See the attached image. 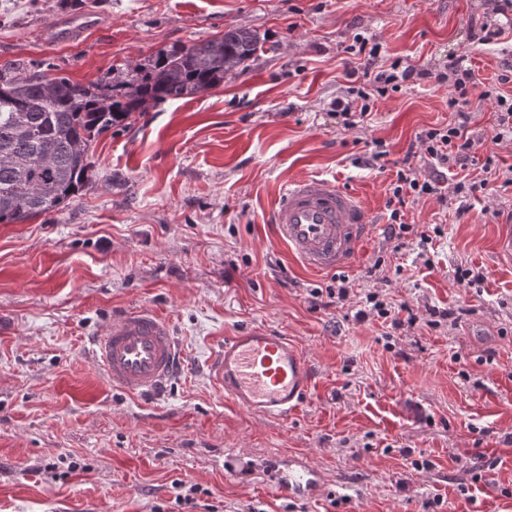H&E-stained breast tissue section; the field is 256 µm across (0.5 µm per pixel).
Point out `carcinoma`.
<instances>
[{"instance_id": "1", "label": "carcinoma", "mask_w": 512, "mask_h": 512, "mask_svg": "<svg viewBox=\"0 0 512 512\" xmlns=\"http://www.w3.org/2000/svg\"><path fill=\"white\" fill-rule=\"evenodd\" d=\"M259 43L252 29L233 27L220 38L175 47L105 86L0 73V224H23L76 197L100 134L152 103L223 85Z\"/></svg>"}]
</instances>
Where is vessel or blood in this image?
I'll return each instance as SVG.
<instances>
[{"label": "vessel or blood", "instance_id": "vessel-or-blood-1", "mask_svg": "<svg viewBox=\"0 0 512 512\" xmlns=\"http://www.w3.org/2000/svg\"><path fill=\"white\" fill-rule=\"evenodd\" d=\"M272 222L289 254L314 272L349 267L371 230L355 193L314 177L285 190L273 207ZM90 345L113 389L130 396L163 394L179 365L169 321L148 308L113 317ZM211 367L226 397L276 419L300 408L314 380L308 359L285 337L268 331L244 330L225 338Z\"/></svg>", "mask_w": 512, "mask_h": 512}]
</instances>
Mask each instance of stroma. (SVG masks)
Listing matches in <instances>:
<instances>
[{"label":"stroma","instance_id":"1","mask_svg":"<svg viewBox=\"0 0 512 512\" xmlns=\"http://www.w3.org/2000/svg\"><path fill=\"white\" fill-rule=\"evenodd\" d=\"M506 32L488 44L486 18ZM244 25L262 48L223 86L149 106L102 133L88 180L65 208L0 224V512H512V259L498 244L512 186L480 188L486 158L512 168V138L492 141L497 109L480 86L512 66V10L489 0H0V71L57 67L105 84L177 46ZM425 73L353 127L345 95L355 35ZM462 55L479 82L468 110L467 168L408 201L402 239L385 233L389 185L404 163L429 175L422 131L453 123L431 73ZM385 155L375 158L376 148ZM321 177L359 194L372 230L344 274L352 291L323 306L276 241L274 199ZM470 184L455 193L457 182ZM429 242H422V235ZM482 272L471 287L457 269ZM407 305L414 326L357 321L367 292ZM166 317L182 367L163 395L113 390L88 341L113 315ZM458 320L429 328L430 311ZM284 336L312 365L301 409L272 419L226 399L208 369L242 329ZM411 455L433 466L412 468ZM482 457L481 480L468 470ZM307 464L316 494L274 480ZM201 488L178 505L185 485Z\"/></svg>","mask_w":512,"mask_h":512}]
</instances>
